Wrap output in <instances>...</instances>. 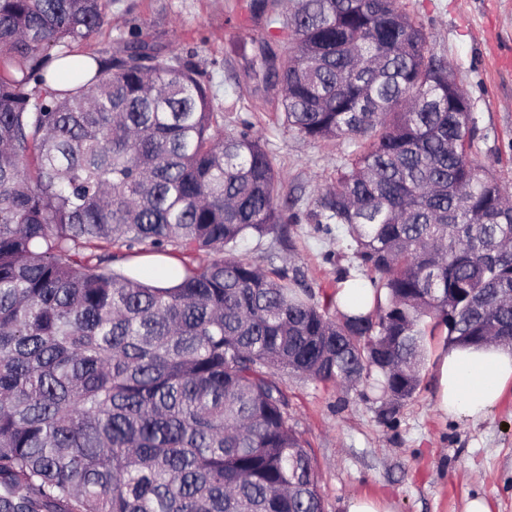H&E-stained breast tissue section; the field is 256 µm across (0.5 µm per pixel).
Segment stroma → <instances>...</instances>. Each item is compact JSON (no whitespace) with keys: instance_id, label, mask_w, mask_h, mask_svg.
Returning <instances> with one entry per match:
<instances>
[{"instance_id":"stroma-1","label":"stroma","mask_w":512,"mask_h":512,"mask_svg":"<svg viewBox=\"0 0 512 512\" xmlns=\"http://www.w3.org/2000/svg\"><path fill=\"white\" fill-rule=\"evenodd\" d=\"M247 0H107V22L82 48L110 54L139 31L162 47L191 51L209 78L212 104L224 126H251L281 174L278 199L294 198L280 236L246 239L241 256L261 268H300L306 286L327 294L349 268L341 233L324 235L307 212L336 181L348 151L338 141L314 142L288 129L276 109L280 92L256 78L250 64L285 0H268L249 12ZM423 25L433 51L448 59L469 94L478 132L472 152L491 163L512 189V0H400ZM432 343L416 396L404 403L393 426L358 389L324 385L281 371L289 423L306 442L320 471L325 512H346L350 496L388 499L395 512H465L469 500H486L490 512H512V388L484 420L444 417L437 408Z\"/></svg>"}]
</instances>
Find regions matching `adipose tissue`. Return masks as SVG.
<instances>
[{"mask_svg": "<svg viewBox=\"0 0 512 512\" xmlns=\"http://www.w3.org/2000/svg\"><path fill=\"white\" fill-rule=\"evenodd\" d=\"M441 412L474 422L485 419L512 386V347L452 345L437 357Z\"/></svg>", "mask_w": 512, "mask_h": 512, "instance_id": "adipose-tissue-1", "label": "adipose tissue"}]
</instances>
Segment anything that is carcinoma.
<instances>
[{
	"mask_svg": "<svg viewBox=\"0 0 512 512\" xmlns=\"http://www.w3.org/2000/svg\"><path fill=\"white\" fill-rule=\"evenodd\" d=\"M105 7L0 0V512H324L278 370L378 389L389 423L426 337L512 343V195L471 99L398 0H289L288 47L254 54L282 124L356 146L308 212L373 289L337 318L339 292L236 254L288 203L192 53L134 32L51 87ZM114 247L178 259L176 283L113 271Z\"/></svg>",
	"mask_w": 512,
	"mask_h": 512,
	"instance_id": "cac0c4a2",
	"label": "carcinoma"
}]
</instances>
